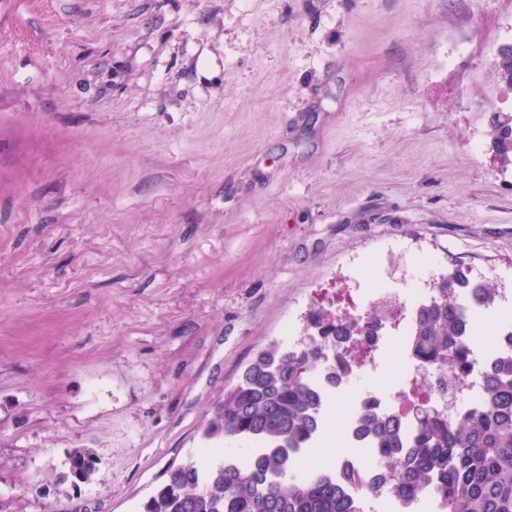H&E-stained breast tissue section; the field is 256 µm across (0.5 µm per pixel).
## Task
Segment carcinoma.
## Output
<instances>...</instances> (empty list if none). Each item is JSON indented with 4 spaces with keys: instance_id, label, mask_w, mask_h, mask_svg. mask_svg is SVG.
I'll return each mask as SVG.
<instances>
[{
    "instance_id": "obj_1",
    "label": "carcinoma",
    "mask_w": 512,
    "mask_h": 512,
    "mask_svg": "<svg viewBox=\"0 0 512 512\" xmlns=\"http://www.w3.org/2000/svg\"><path fill=\"white\" fill-rule=\"evenodd\" d=\"M491 128L500 160L512 163V113H494ZM463 279L458 265L443 276L440 295L415 316L410 344L413 359L445 366L460 378L473 366L464 339L468 315L448 299V284ZM310 325L317 334L306 347L274 345L260 352L205 428L208 439L260 443L256 461L180 464L168 470L142 512H360L348 480L317 476L300 482L288 475V449L312 444L323 424V397L307 375L318 366L327 367L331 378L346 371L341 342L359 332L356 319L327 309L312 315ZM413 411L410 439L401 418L360 413L363 432L391 470L389 493L410 506L431 490L443 512H512V351L486 372L482 403L458 418L416 404ZM96 465L92 450L76 448L61 479L89 482Z\"/></svg>"
}]
</instances>
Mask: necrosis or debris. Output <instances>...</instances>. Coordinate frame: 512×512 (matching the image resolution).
I'll return each mask as SVG.
<instances>
[{"instance_id":"1","label":"necrosis or debris","mask_w":512,"mask_h":512,"mask_svg":"<svg viewBox=\"0 0 512 512\" xmlns=\"http://www.w3.org/2000/svg\"><path fill=\"white\" fill-rule=\"evenodd\" d=\"M438 282V277L419 274L403 288L383 281L373 287L348 281L337 289L336 317L369 315L381 327L363 342L349 345L346 353L349 375L339 377L332 385L326 384L324 372L317 371L310 376V383L323 388L325 397L347 404L346 447L336 459L314 466L306 465L302 449H290L288 468L292 476L306 480L320 474L347 473L352 477L355 496H362L364 487H375L371 497L373 512H405L402 502L385 490L388 474L379 464V449L360 431L359 412L367 407L381 415L402 411L404 396L416 389L428 404L440 406L451 402L459 409L477 405L482 399L484 365L497 359L512 343V323L499 325L493 344L474 352V368L457 384L452 383L448 370L412 361L408 348L414 315L421 305L436 297ZM367 372L380 377L379 387L361 385L360 378Z\"/></svg>"}]
</instances>
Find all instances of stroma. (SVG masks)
I'll use <instances>...</instances> for the list:
<instances>
[{"label": "stroma", "instance_id": "stroma-1", "mask_svg": "<svg viewBox=\"0 0 512 512\" xmlns=\"http://www.w3.org/2000/svg\"><path fill=\"white\" fill-rule=\"evenodd\" d=\"M510 43L512 0H0V512L222 461L225 392L349 273L511 283ZM491 128L493 143L500 160L512 164V113L495 112ZM68 470L62 474V480L72 479L76 482H89L96 471L97 459L92 450L88 448H76L68 455Z\"/></svg>", "mask_w": 512, "mask_h": 512}]
</instances>
